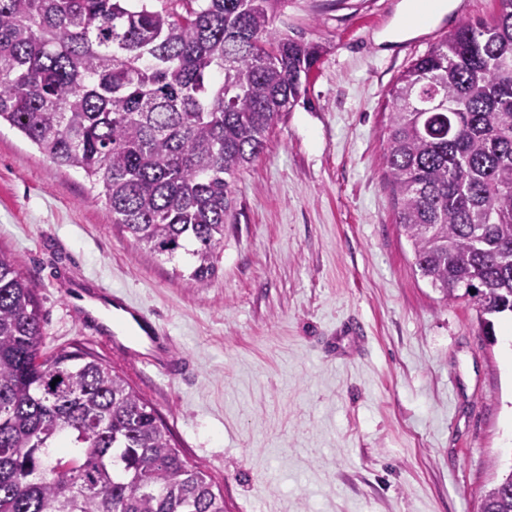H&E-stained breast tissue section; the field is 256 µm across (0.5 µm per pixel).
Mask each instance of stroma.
Instances as JSON below:
<instances>
[{
    "instance_id": "1",
    "label": "stroma",
    "mask_w": 512,
    "mask_h": 512,
    "mask_svg": "<svg viewBox=\"0 0 512 512\" xmlns=\"http://www.w3.org/2000/svg\"><path fill=\"white\" fill-rule=\"evenodd\" d=\"M400 0H284L274 22L326 51L304 99L235 181L215 276L136 245L84 177L0 126V248L31 279L40 350L108 362L202 465L227 512H481L512 470V316L444 301L415 270L384 164L387 92L499 0H449L394 35ZM130 298L189 372L90 337L83 287Z\"/></svg>"
}]
</instances>
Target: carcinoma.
<instances>
[{
  "label": "carcinoma",
  "mask_w": 512,
  "mask_h": 512,
  "mask_svg": "<svg viewBox=\"0 0 512 512\" xmlns=\"http://www.w3.org/2000/svg\"><path fill=\"white\" fill-rule=\"evenodd\" d=\"M0 0V122L84 174L134 243L216 273L236 176L307 91L320 42L284 0ZM458 27L388 91L385 166L415 267L479 319L512 313V0ZM40 307L0 250V512H225L204 469L106 361L41 357ZM58 382H53V379ZM512 512V471L482 491Z\"/></svg>",
  "instance_id": "obj_1"
}]
</instances>
